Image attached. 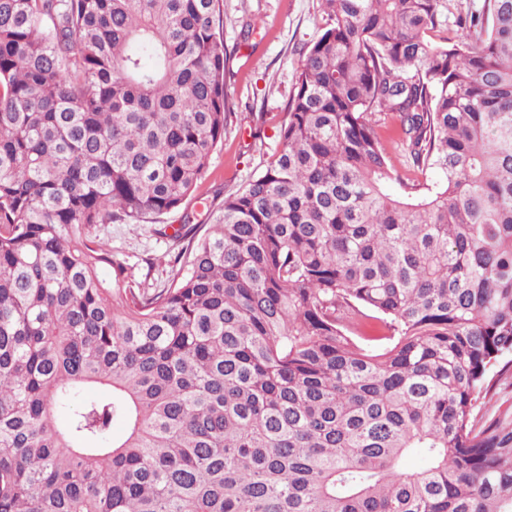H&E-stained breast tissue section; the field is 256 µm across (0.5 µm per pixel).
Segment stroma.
<instances>
[{
  "instance_id": "35a3bbf8",
  "label": "stroma",
  "mask_w": 512,
  "mask_h": 512,
  "mask_svg": "<svg viewBox=\"0 0 512 512\" xmlns=\"http://www.w3.org/2000/svg\"><path fill=\"white\" fill-rule=\"evenodd\" d=\"M221 10L224 43L232 54L226 78L231 118L223 143L186 203L191 210L199 209L201 200L240 188L275 158L302 51L321 34V0H222ZM180 222L176 211L157 224H104L98 234L117 259L160 287L169 278L165 260L179 249L162 229Z\"/></svg>"
}]
</instances>
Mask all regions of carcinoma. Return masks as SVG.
<instances>
[{
  "label": "carcinoma",
  "instance_id": "carcinoma-1",
  "mask_svg": "<svg viewBox=\"0 0 512 512\" xmlns=\"http://www.w3.org/2000/svg\"><path fill=\"white\" fill-rule=\"evenodd\" d=\"M322 11L280 153L153 288L95 226L179 210L224 141L220 0H0V512H512V409L474 415L512 353V0L441 43L446 0ZM376 132L387 149L393 168L402 177L408 175L406 153L404 146H402V131L398 115L393 112L382 114Z\"/></svg>",
  "mask_w": 512,
  "mask_h": 512
}]
</instances>
